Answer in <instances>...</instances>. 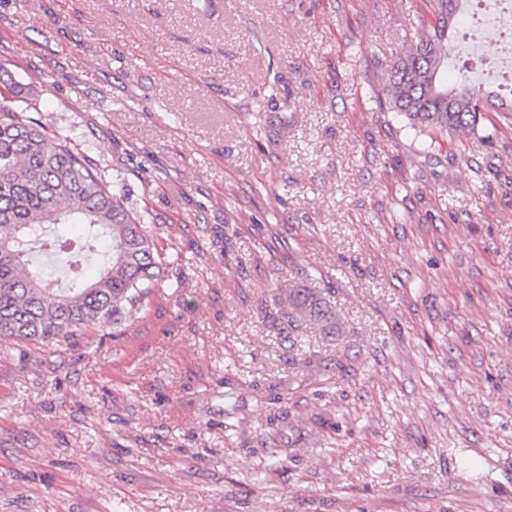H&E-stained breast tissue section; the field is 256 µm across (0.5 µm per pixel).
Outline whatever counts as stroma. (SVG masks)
I'll use <instances>...</instances> for the list:
<instances>
[{
  "label": "stroma",
  "mask_w": 512,
  "mask_h": 512,
  "mask_svg": "<svg viewBox=\"0 0 512 512\" xmlns=\"http://www.w3.org/2000/svg\"><path fill=\"white\" fill-rule=\"evenodd\" d=\"M433 21L0 0L32 111L178 258L132 323L0 339V512H512V112L419 152L383 75ZM312 268L341 329L295 340L267 316Z\"/></svg>",
  "instance_id": "stroma-1"
}]
</instances>
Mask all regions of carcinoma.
Segmentation results:
<instances>
[{
	"instance_id": "obj_1",
	"label": "carcinoma",
	"mask_w": 512,
	"mask_h": 512,
	"mask_svg": "<svg viewBox=\"0 0 512 512\" xmlns=\"http://www.w3.org/2000/svg\"><path fill=\"white\" fill-rule=\"evenodd\" d=\"M459 0H430L434 24L387 65V110L418 137L440 131L493 147L484 128L492 93L461 78L448 85V32ZM0 93V339L52 345L94 326L116 329L141 312L168 258L151 217L127 206L121 173H108L74 148L72 131L46 130L20 106L24 88ZM277 329L336 336L329 293L288 289L269 315Z\"/></svg>"
}]
</instances>
